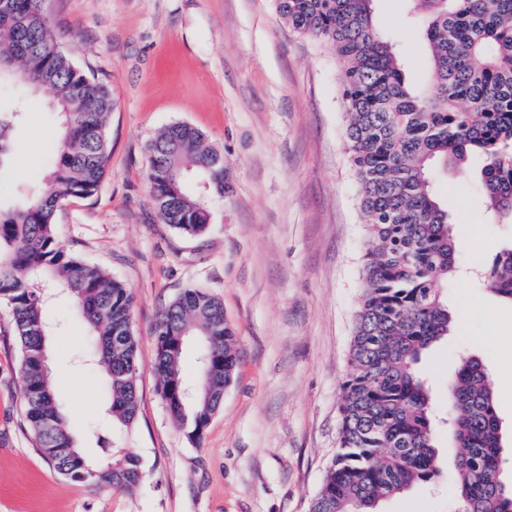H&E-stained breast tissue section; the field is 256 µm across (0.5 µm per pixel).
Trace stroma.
<instances>
[{
  "label": "stroma",
  "instance_id": "1",
  "mask_svg": "<svg viewBox=\"0 0 512 512\" xmlns=\"http://www.w3.org/2000/svg\"><path fill=\"white\" fill-rule=\"evenodd\" d=\"M410 84L425 78L421 42L400 26L405 0H374ZM64 47L105 74L114 109L110 164L93 197L66 200L59 246L104 268L134 297L139 339L136 422L111 403L93 341L64 295L48 305L53 393L89 463L141 460L133 489L59 474L23 431V388L10 308L0 300V512H309L339 446L342 384L357 311L366 218L344 149L339 65L324 43L294 32L274 0H47ZM49 92L29 101L0 166V201L40 182L57 150ZM200 129L224 154V197L200 238L158 216L146 146L167 125ZM437 199L457 224L462 272L449 282L457 319L422 356L432 407L448 405L462 357L489 372L502 420V478L512 482V303L482 279L512 243V218L492 216L472 185L437 170ZM189 285L224 303L237 369L224 406L192 444L158 393L152 335L159 312ZM440 476L379 503V512H462L452 484L458 448L436 431Z\"/></svg>",
  "mask_w": 512,
  "mask_h": 512
}]
</instances>
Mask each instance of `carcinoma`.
Returning a JSON list of instances; mask_svg holds the SVG:
<instances>
[{"instance_id":"cac0c4a2","label":"carcinoma","mask_w":512,"mask_h":512,"mask_svg":"<svg viewBox=\"0 0 512 512\" xmlns=\"http://www.w3.org/2000/svg\"><path fill=\"white\" fill-rule=\"evenodd\" d=\"M7 43L0 83L20 93H51L57 158L45 182L9 207L0 206V299L7 301L19 345L23 419L35 448L77 482L131 489L142 479L127 453L93 468L55 402L47 367L51 292L78 307L98 347L112 393L109 416L129 427L138 412V340L134 298L100 266L58 246L54 217L71 197L90 198L108 168V123L114 103L106 80L86 72L59 43L42 0H0ZM296 33L329 45L339 63L347 116L344 147L358 202L368 218V246L349 362L342 387L339 448L310 512H376L379 502L436 480L431 396L416 369L448 335L453 317L438 283L455 277L457 246L448 210L431 182L435 166L469 179L479 168L486 206L512 215V0H406L423 42L427 81L413 86L373 18V0H274ZM22 99L0 112V160ZM147 179L159 217L179 234L206 233V196L224 197V157L187 123H173L147 146ZM489 289L512 302V245L486 273ZM197 341L209 368H199L196 394L183 374L184 348L171 335ZM155 366L162 400L197 444L223 407L234 377L235 335L224 304L204 288H184L155 321ZM453 443L461 448L454 490L466 512H512L502 479V423L490 374L464 357L448 378Z\"/></svg>"}]
</instances>
